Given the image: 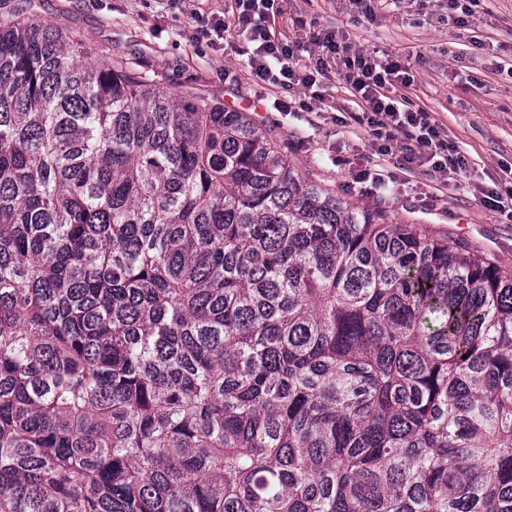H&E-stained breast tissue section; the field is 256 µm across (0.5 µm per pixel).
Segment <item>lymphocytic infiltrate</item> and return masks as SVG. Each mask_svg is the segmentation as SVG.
<instances>
[{
    "label": "lymphocytic infiltrate",
    "mask_w": 512,
    "mask_h": 512,
    "mask_svg": "<svg viewBox=\"0 0 512 512\" xmlns=\"http://www.w3.org/2000/svg\"><path fill=\"white\" fill-rule=\"evenodd\" d=\"M275 0H234L230 17L203 29V36H223L234 30L242 36L253 77L275 87L302 88L319 99L318 88L327 74L342 70L359 110L352 118L368 135L375 154L395 156L406 169L451 175L466 170L467 159L451 145L442 127L429 113L413 109L394 96L395 83L406 80L400 61L376 51H352L335 32L322 30L314 39L316 49L305 52L299 42L286 41L272 30Z\"/></svg>",
    "instance_id": "lymphocytic-infiltrate-1"
}]
</instances>
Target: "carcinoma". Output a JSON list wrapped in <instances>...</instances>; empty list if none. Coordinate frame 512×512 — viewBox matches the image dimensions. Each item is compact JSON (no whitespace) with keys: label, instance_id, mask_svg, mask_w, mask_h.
I'll return each instance as SVG.
<instances>
[{"label":"carcinoma","instance_id":"cac0c4a2","mask_svg":"<svg viewBox=\"0 0 512 512\" xmlns=\"http://www.w3.org/2000/svg\"><path fill=\"white\" fill-rule=\"evenodd\" d=\"M0 512H512V275L0 25Z\"/></svg>","mask_w":512,"mask_h":512}]
</instances>
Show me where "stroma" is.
Segmentation results:
<instances>
[{"mask_svg":"<svg viewBox=\"0 0 512 512\" xmlns=\"http://www.w3.org/2000/svg\"><path fill=\"white\" fill-rule=\"evenodd\" d=\"M228 0H0V17L16 16L60 29L100 59H118L169 92L223 101L267 129L299 171L339 196L387 211L463 241L512 272V220L491 198L512 187V0H480L459 24L448 0H276L279 37L308 43L321 29L343 33L352 50H378L409 69L399 87L429 112L470 161L444 177L379 160L342 74L331 75L323 102L308 103L255 80L234 34L198 43L199 19L223 16ZM368 158L392 178L388 193L354 190V162Z\"/></svg>","mask_w":512,"mask_h":512,"instance_id":"1","label":"stroma"}]
</instances>
